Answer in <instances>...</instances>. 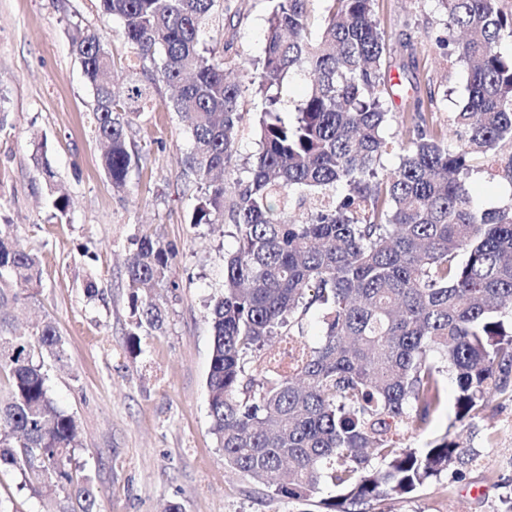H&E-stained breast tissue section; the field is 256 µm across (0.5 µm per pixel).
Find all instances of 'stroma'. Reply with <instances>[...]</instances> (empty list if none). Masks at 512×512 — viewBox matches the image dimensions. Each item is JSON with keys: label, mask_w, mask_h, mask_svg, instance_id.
<instances>
[{"label": "stroma", "mask_w": 512, "mask_h": 512, "mask_svg": "<svg viewBox=\"0 0 512 512\" xmlns=\"http://www.w3.org/2000/svg\"><path fill=\"white\" fill-rule=\"evenodd\" d=\"M233 22L212 29L207 44L247 59L262 55L267 0H240ZM388 36L391 72L416 63L419 97H433L447 124L467 97L462 70L449 66L434 38L443 17L434 0H377ZM107 38L115 63H136L134 49L97 0H0V224L11 223L20 249L41 258V284L16 285V326L53 319L64 343L62 361L47 360L59 407L79 424L73 466L90 478L96 512H162L171 501L184 512H308L303 502L270 497L224 464L211 431L206 379L212 336L207 304L224 277V257L237 241L228 225H192L199 194L182 165L188 127L160 87L134 121L129 137L139 160L127 187L115 192L100 165L102 145L92 124L93 91L72 49L75 26ZM43 143L70 207L56 215L48 183L32 153ZM473 198L485 208L512 202V182L472 174ZM176 246L175 291L164 294L166 329L142 336L143 352H125L133 317L125 259L135 237ZM98 294L88 297L87 282ZM447 400L431 428L405 440L423 447L448 433L465 448L461 478L442 474L415 493L387 497L383 512H504L512 495V399L494 396L482 417L455 424L456 385L443 375ZM0 504L8 512H69L64 491L36 496L20 471H0Z\"/></svg>", "instance_id": "35a3bbf8"}]
</instances>
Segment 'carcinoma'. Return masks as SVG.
<instances>
[{"label":"carcinoma","instance_id":"carcinoma-1","mask_svg":"<svg viewBox=\"0 0 512 512\" xmlns=\"http://www.w3.org/2000/svg\"><path fill=\"white\" fill-rule=\"evenodd\" d=\"M120 22L140 72L118 74L106 38L75 27L72 46L95 98L94 131L107 145L101 166L118 191L138 162L128 129L159 84L187 122L185 170L200 184L190 223L230 221L238 242L224 258L223 291L207 305L212 332L206 380L211 429L224 464L270 496L312 502L317 512H377L390 493L408 495L464 464L445 434L412 448L442 404L441 377L457 386L456 419L471 422L491 395L512 388V203L477 206L468 180L512 145V12L500 0H435L445 16L435 38L464 68L467 98L452 133L413 98L393 112L395 85L376 0H268L263 56L237 61L205 46L232 0H98ZM249 67L261 99L260 151L237 161L245 111L233 71ZM309 82L295 120L281 115L279 87L295 73ZM395 128L391 138L385 131ZM398 149L392 169L381 162ZM34 169L55 173L43 144ZM127 264L134 317L126 352L142 353L141 329L162 332L176 289V249L134 239ZM40 282L37 254L14 247L0 224V470L17 469L35 494L67 492L94 512L87 478L72 470L74 417L53 398L44 356H64L51 320L30 334L8 331L13 283ZM319 314L320 339L306 340ZM335 495L321 496L323 487Z\"/></svg>","mask_w":512,"mask_h":512}]
</instances>
